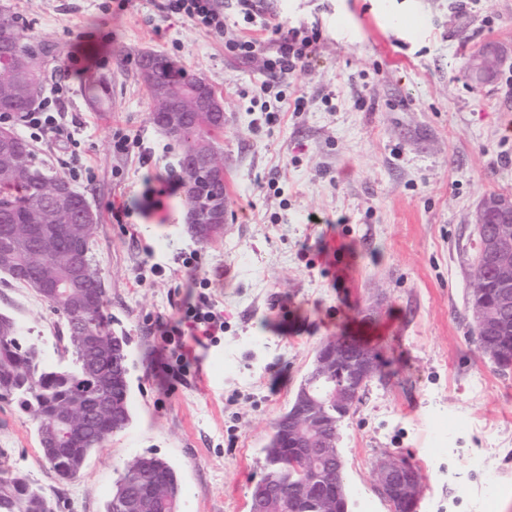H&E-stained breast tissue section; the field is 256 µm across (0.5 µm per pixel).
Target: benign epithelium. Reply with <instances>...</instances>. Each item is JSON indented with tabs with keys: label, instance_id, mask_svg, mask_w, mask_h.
<instances>
[{
	"label": "benign epithelium",
	"instance_id": "1",
	"mask_svg": "<svg viewBox=\"0 0 512 512\" xmlns=\"http://www.w3.org/2000/svg\"><path fill=\"white\" fill-rule=\"evenodd\" d=\"M512 51L496 43H490L477 50L469 59L467 68L470 74L479 78L492 76L500 63ZM223 111L220 98L214 93L211 84L203 78L179 97L167 98V107L159 116L164 132L180 141L189 129V113ZM186 183L193 184L198 179L224 174L222 158L205 149L197 154H189L188 162L182 167ZM47 193L52 207L66 212L70 209L73 189L67 181H52ZM500 224L497 232L482 239L480 255L473 265L472 288L479 292L485 287L480 274L483 264L489 262L496 272L499 288L496 306L491 311L481 312L479 328L488 330L495 323L499 312L512 307V196L489 194L480 201L473 215V223L485 224L490 216ZM186 221L189 224H207L215 231L223 230L227 223L226 204L214 205L204 211L188 208ZM356 364L350 367L348 379L334 382L333 363H341L342 342L336 341V361L330 360L317 365L308 375V388L313 391L311 399L322 408L336 407V414L350 410V394L362 386L377 372V359L367 346L354 342ZM378 487L390 499L405 501L416 506L421 493V479L416 469L402 464L396 458H387L376 466Z\"/></svg>",
	"mask_w": 512,
	"mask_h": 512
}]
</instances>
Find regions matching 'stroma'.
I'll list each match as a JSON object with an SVG mask.
<instances>
[{
	"instance_id": "35a3bbf8",
	"label": "stroma",
	"mask_w": 512,
	"mask_h": 512,
	"mask_svg": "<svg viewBox=\"0 0 512 512\" xmlns=\"http://www.w3.org/2000/svg\"><path fill=\"white\" fill-rule=\"evenodd\" d=\"M159 3L0 0L24 36L58 48L43 97L64 121L33 143L34 162L98 215L93 260L111 328L128 338L131 412L63 482L35 426L0 400V479L35 480L56 512H106L124 463L155 455L177 473L178 512H249L272 421L319 345L352 336L379 351L381 371L340 428L350 512H392L375 482L388 454L420 474L416 512H512V369L481 353L467 308L472 215L490 193L512 196V56L488 83L466 71L485 42L512 45V0H263L268 27L228 9L220 34L165 17ZM273 23L320 37L308 66L271 86L262 57L242 60L225 42L268 44ZM78 43L94 64L56 90ZM145 51L177 58L224 104L229 220L206 247L184 222L185 188L168 191L181 146L151 120ZM94 81L109 94L89 112ZM117 132L133 137L128 153L113 152ZM193 250L224 334L193 345L197 362L172 389L155 371L151 328L176 316L175 288L188 282L179 255ZM0 313L25 326L47 363L71 362L64 318L1 274ZM478 454L488 468L468 472L460 494L444 475Z\"/></svg>"
}]
</instances>
